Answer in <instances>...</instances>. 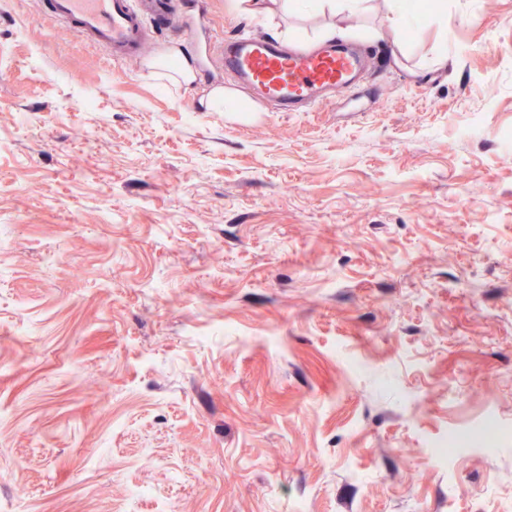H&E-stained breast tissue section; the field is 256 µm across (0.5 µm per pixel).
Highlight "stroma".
<instances>
[{
  "instance_id": "1",
  "label": "stroma",
  "mask_w": 512,
  "mask_h": 512,
  "mask_svg": "<svg viewBox=\"0 0 512 512\" xmlns=\"http://www.w3.org/2000/svg\"><path fill=\"white\" fill-rule=\"evenodd\" d=\"M193 2L124 60L0 0V512H512V0ZM330 23L334 102L224 71ZM176 52L175 48H168L162 53H159L146 61V67L154 74L162 77H167L175 83L189 84L194 79V71L189 63L184 64L176 74L171 75L167 72L166 62L168 58Z\"/></svg>"
}]
</instances>
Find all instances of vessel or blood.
<instances>
[{
  "label": "vessel or blood",
  "instance_id": "1",
  "mask_svg": "<svg viewBox=\"0 0 512 512\" xmlns=\"http://www.w3.org/2000/svg\"><path fill=\"white\" fill-rule=\"evenodd\" d=\"M50 8L79 36L126 56L145 47L146 19L138 0H50ZM224 70L278 111L294 112L352 87L362 58L343 41L289 51L271 38L238 35L224 42Z\"/></svg>",
  "mask_w": 512,
  "mask_h": 512
}]
</instances>
